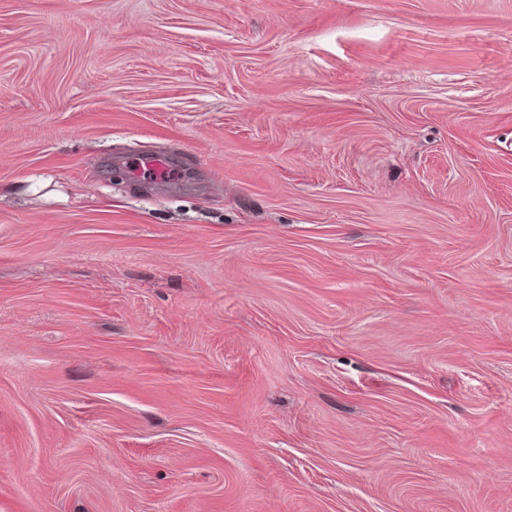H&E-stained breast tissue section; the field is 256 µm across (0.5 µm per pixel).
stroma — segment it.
<instances>
[{
  "mask_svg": "<svg viewBox=\"0 0 512 512\" xmlns=\"http://www.w3.org/2000/svg\"><path fill=\"white\" fill-rule=\"evenodd\" d=\"M0 512H512V0H0Z\"/></svg>",
  "mask_w": 512,
  "mask_h": 512,
  "instance_id": "1",
  "label": "stroma"
}]
</instances>
